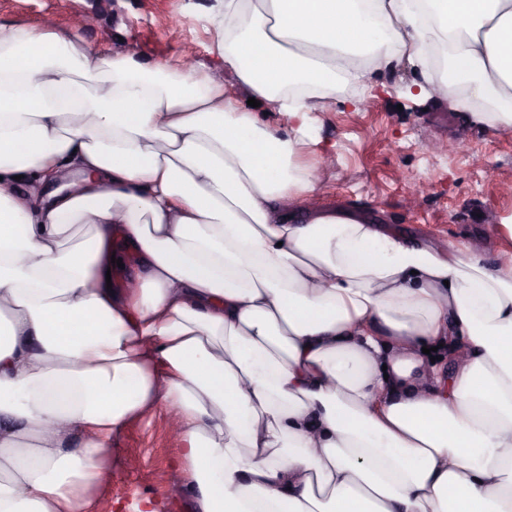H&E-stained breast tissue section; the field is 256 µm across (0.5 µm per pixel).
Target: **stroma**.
Instances as JSON below:
<instances>
[{"mask_svg":"<svg viewBox=\"0 0 512 512\" xmlns=\"http://www.w3.org/2000/svg\"><path fill=\"white\" fill-rule=\"evenodd\" d=\"M95 14L94 27L76 32L84 43L119 49L134 45L145 62L192 54L198 66L223 74L214 49L223 18L218 0H0V22L51 23L71 29L75 12ZM406 65L375 75L369 89L337 91L308 130L334 157L324 168L321 203L364 212L382 230L447 249L465 242L495 257V227L512 215V128L478 125L438 92L413 101L406 87L421 82ZM463 142L460 151L435 152L438 142ZM426 193L408 206L410 184ZM170 411L158 404L118 437L103 491L123 504L162 495L173 484L178 454L168 432Z\"/></svg>","mask_w":512,"mask_h":512,"instance_id":"1","label":"stroma"}]
</instances>
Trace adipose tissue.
Returning <instances> with one entry per match:
<instances>
[{
    "instance_id": "obj_1",
    "label": "adipose tissue",
    "mask_w": 512,
    "mask_h": 512,
    "mask_svg": "<svg viewBox=\"0 0 512 512\" xmlns=\"http://www.w3.org/2000/svg\"><path fill=\"white\" fill-rule=\"evenodd\" d=\"M438 44L440 93L512 127V0H224L231 86L0 23V184H40L0 193V512H101L161 402L191 512H512V217L493 263L412 243L301 157L307 113Z\"/></svg>"
}]
</instances>
